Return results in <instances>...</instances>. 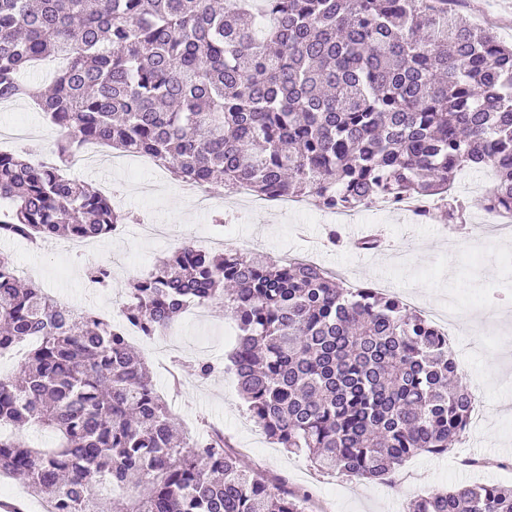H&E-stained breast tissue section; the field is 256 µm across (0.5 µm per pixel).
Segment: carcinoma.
<instances>
[{
  "label": "carcinoma",
  "instance_id": "cac0c4a2",
  "mask_svg": "<svg viewBox=\"0 0 512 512\" xmlns=\"http://www.w3.org/2000/svg\"><path fill=\"white\" fill-rule=\"evenodd\" d=\"M450 0H0V101L25 69L63 60L39 101L61 132L41 162L0 152V237L99 238L133 215L65 171L83 144L153 158L182 182L354 211L378 197L466 203L448 186L495 172L512 202V45ZM112 286V270L87 269ZM224 304L228 355L249 416L319 471L386 481L409 458L460 442L474 397L448 336L395 296L322 268L183 242L137 279L126 323L156 336L190 307ZM0 473L50 512H305L309 495L243 465L212 430L175 432L125 328L67 316L0 252ZM31 429L54 434L30 445ZM408 512H512V486L433 492Z\"/></svg>",
  "mask_w": 512,
  "mask_h": 512
}]
</instances>
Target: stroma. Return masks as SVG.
Here are the masks:
<instances>
[{
	"instance_id": "35a3bbf8",
	"label": "stroma",
	"mask_w": 512,
	"mask_h": 512,
	"mask_svg": "<svg viewBox=\"0 0 512 512\" xmlns=\"http://www.w3.org/2000/svg\"><path fill=\"white\" fill-rule=\"evenodd\" d=\"M458 12L512 43V0H460ZM50 79V74L40 71L25 73L27 96L15 103L13 111L0 112V124L23 121L43 129V136L15 147L33 162L45 158L58 136L37 106ZM70 175L96 187L121 186L125 210L148 211L195 240L223 236L228 223L240 236L239 252L257 250L274 257L284 250L301 252L317 265L340 272L348 285L388 279L404 303L423 314L449 298L460 301L448 324V338L458 375L481 404L461 442L480 459L478 472L456 468L454 454L423 453L409 459L391 482L345 480L314 470L305 455L274 447L246 414L235 376L223 370L233 347L224 330L233 321L219 304L210 306L207 316L198 321L186 314L177 318L172 324L174 342L165 351H156L154 341L132 339L158 392L186 429L198 431L208 425L223 430L244 462L290 486L307 489L322 501L323 512H406L410 502L434 490L474 482L512 485V471L502 468L504 460H512V231L476 241L471 226L447 225L439 213L429 224L404 223L388 214L355 226L337 225L341 240L332 244L329 227L321 223V210L313 201L306 206V216L295 218L274 208L252 212L235 204L219 226L190 206L167 173L131 177L105 162L95 169L72 168ZM369 227L377 228L381 237L379 248L372 251L357 248L351 237L354 229ZM175 246L169 238L142 240L130 227L98 239L88 256L37 248L22 238L0 239V252L10 254L16 264L33 267L34 280L48 294L63 293L79 305L103 308L109 318L126 302L129 282L155 268ZM91 265L111 267V287L88 281L86 269ZM201 359L216 366L204 379L192 370Z\"/></svg>"
}]
</instances>
